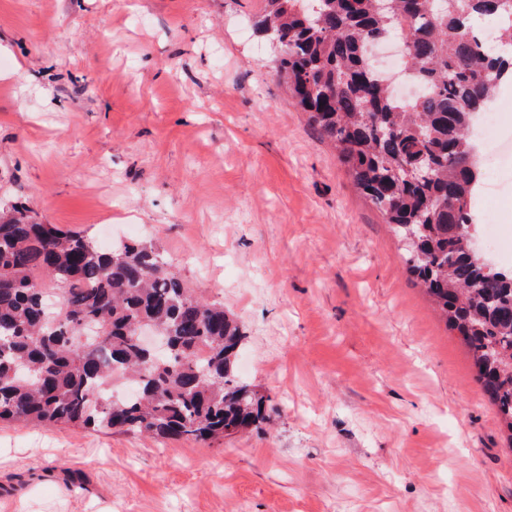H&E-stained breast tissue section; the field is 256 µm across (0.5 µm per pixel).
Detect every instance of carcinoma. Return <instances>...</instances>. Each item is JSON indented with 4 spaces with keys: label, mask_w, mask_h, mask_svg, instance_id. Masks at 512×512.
Masks as SVG:
<instances>
[{
    "label": "carcinoma",
    "mask_w": 512,
    "mask_h": 512,
    "mask_svg": "<svg viewBox=\"0 0 512 512\" xmlns=\"http://www.w3.org/2000/svg\"><path fill=\"white\" fill-rule=\"evenodd\" d=\"M264 0L260 25L308 122L403 244L408 273L469 352L512 449V268L468 251L483 174L471 134L512 80V0ZM493 19L484 44L473 21ZM408 44L421 85L401 99L367 44ZM404 165L418 175L395 182ZM420 224L417 241L403 226ZM52 290L58 305L46 309ZM170 340L157 356L135 331ZM244 327L198 294L157 246L102 247L22 206L0 213V422L186 437L257 429L265 399L237 372Z\"/></svg>",
    "instance_id": "obj_1"
}]
</instances>
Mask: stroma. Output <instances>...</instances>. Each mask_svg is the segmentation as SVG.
I'll use <instances>...</instances> for the list:
<instances>
[{
	"label": "stroma",
	"mask_w": 512,
	"mask_h": 512,
	"mask_svg": "<svg viewBox=\"0 0 512 512\" xmlns=\"http://www.w3.org/2000/svg\"><path fill=\"white\" fill-rule=\"evenodd\" d=\"M263 0H0V208L152 240L242 323L257 431L0 423V512H512L466 348L275 70Z\"/></svg>",
	"instance_id": "obj_1"
}]
</instances>
